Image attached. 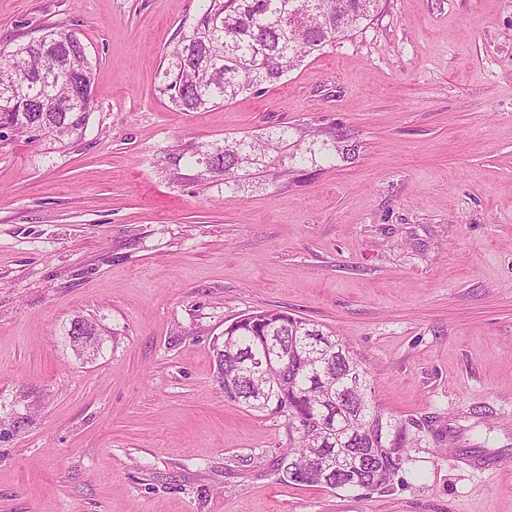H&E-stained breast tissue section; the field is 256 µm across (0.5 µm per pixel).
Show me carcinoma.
Returning a JSON list of instances; mask_svg holds the SVG:
<instances>
[{
	"label": "carcinoma",
	"mask_w": 512,
	"mask_h": 512,
	"mask_svg": "<svg viewBox=\"0 0 512 512\" xmlns=\"http://www.w3.org/2000/svg\"><path fill=\"white\" fill-rule=\"evenodd\" d=\"M191 31L182 35L168 58L172 99L186 112L216 106L246 90L262 93L307 56L372 20L380 0H204ZM93 62L76 33L49 28L43 41L30 40L0 53V129L12 128L33 141L59 147L80 141L92 108L78 90L92 88ZM252 152L249 144L216 146L200 163L229 179ZM75 342L96 335L76 318L62 326ZM270 339L277 340L288 363L271 404L265 405L251 381L249 359ZM224 346L238 349L239 364L216 356L224 374V398L287 419L295 432L291 447L276 462L281 483L329 489L382 491L408 460L414 443L407 427L372 400L370 371L350 347L318 325L281 310L246 314L225 327ZM322 350L336 389L326 393L308 357ZM320 429L324 447L368 448L367 468L341 472L342 483L299 475L311 455L309 435Z\"/></svg>",
	"instance_id": "carcinoma-1"
}]
</instances>
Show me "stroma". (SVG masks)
Listing matches in <instances>:
<instances>
[{
    "label": "stroma",
    "instance_id": "35a3bbf8",
    "mask_svg": "<svg viewBox=\"0 0 512 512\" xmlns=\"http://www.w3.org/2000/svg\"><path fill=\"white\" fill-rule=\"evenodd\" d=\"M199 0H0L94 64L67 150L0 141V512H512V0H382L263 93L186 112ZM279 139L233 178L211 147ZM281 309L345 341L417 440L384 491L281 483L284 418L213 348ZM105 335L74 348L75 318Z\"/></svg>",
    "mask_w": 512,
    "mask_h": 512
}]
</instances>
